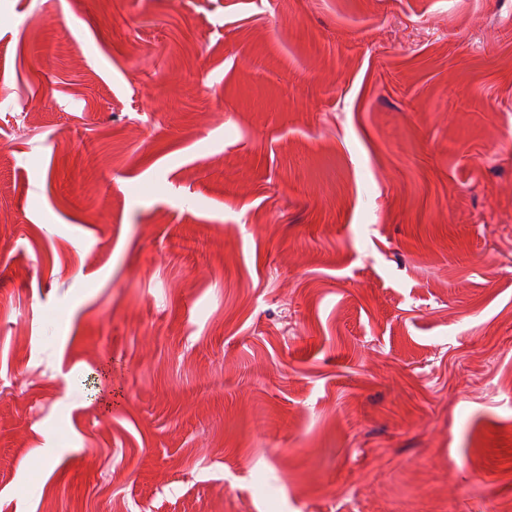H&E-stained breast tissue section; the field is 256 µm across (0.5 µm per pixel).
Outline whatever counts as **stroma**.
<instances>
[{
    "label": "stroma",
    "mask_w": 512,
    "mask_h": 512,
    "mask_svg": "<svg viewBox=\"0 0 512 512\" xmlns=\"http://www.w3.org/2000/svg\"><path fill=\"white\" fill-rule=\"evenodd\" d=\"M0 0V512L512 504V0Z\"/></svg>",
    "instance_id": "obj_1"
}]
</instances>
